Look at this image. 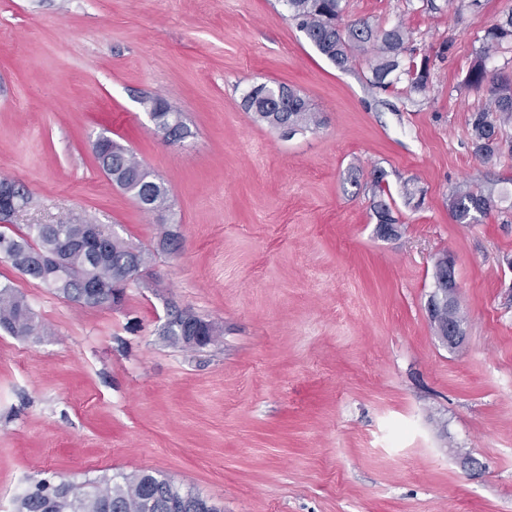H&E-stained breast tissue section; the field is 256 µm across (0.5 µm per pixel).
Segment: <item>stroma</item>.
Listing matches in <instances>:
<instances>
[{"label":"stroma","mask_w":512,"mask_h":512,"mask_svg":"<svg viewBox=\"0 0 512 512\" xmlns=\"http://www.w3.org/2000/svg\"><path fill=\"white\" fill-rule=\"evenodd\" d=\"M347 20L404 24L401 75L370 86L288 20L283 0H0V178L15 230L84 217L150 250L122 305L83 308L0 259V282L48 328L0 330V512L44 478L147 470L224 512H512V151L484 161L468 121L488 105L476 63L512 0H343ZM305 95L322 124L281 137L242 106L256 83ZM182 112L165 143L139 104ZM127 145L168 188L164 222L99 168ZM383 171L397 237L377 232ZM493 192L458 223L448 195ZM168 224L178 246L159 245ZM456 261L461 351L426 312L433 266ZM187 309L222 334H161ZM482 469L468 473L466 457ZM181 312H177L172 315L171 318L167 321V323L171 320L173 321V325L170 327L169 332L164 329L162 335L167 336V339L174 345H181L176 337L180 336L181 333V320H179V315ZM166 323V325H167ZM172 336V337H168ZM184 345L189 349H194L197 347H203L210 343L211 338L213 336H180Z\"/></svg>","instance_id":"35a3bbf8"}]
</instances>
